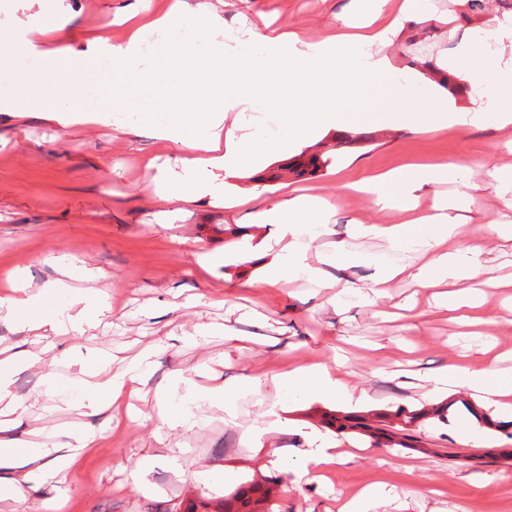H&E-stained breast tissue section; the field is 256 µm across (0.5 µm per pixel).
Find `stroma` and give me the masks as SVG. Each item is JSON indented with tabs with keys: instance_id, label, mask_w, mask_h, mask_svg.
<instances>
[{
	"instance_id": "stroma-1",
	"label": "stroma",
	"mask_w": 512,
	"mask_h": 512,
	"mask_svg": "<svg viewBox=\"0 0 512 512\" xmlns=\"http://www.w3.org/2000/svg\"><path fill=\"white\" fill-rule=\"evenodd\" d=\"M167 0H0V52L11 49L8 30L16 19L54 25L61 44L81 47L100 31L122 41L127 31L120 15ZM429 14L403 21L385 52L400 72L413 62L446 59L461 38L479 36L487 16L511 17L512 8L492 4L474 12L468 0H428ZM366 0H247L223 10L224 27L236 29L240 16L280 29H301L308 40L322 38L338 19L361 18ZM183 72L154 86L134 90L142 106L119 133L111 125L62 129L30 112H0V283L12 274L31 288L54 276V265L72 261L101 270L103 279L75 282L74 288L107 291L114 311L111 324L81 335L56 337V352L66 356L112 353L116 364L136 359L145 349L156 354L148 379L132 400L120 425L104 417L89 418L101 431L90 449L68 471L61 505L54 512H184L194 500H220L253 477L278 482L269 512H339L340 505L370 485L394 489L396 495L374 512H512V432L480 425L481 439L460 440L452 420L465 417L470 393H449L444 420L412 424L419 447L392 448L352 432L341 435L343 458L322 469L321 479L298 476L307 437L331 435L321 422L330 411L356 412V402L294 393L278 397L272 388L240 393L231 412L201 407L204 421L189 430L168 429L157 416L160 397L180 402L186 381L235 384L245 376H269L306 362L329 361L342 349L340 370L353 392L367 391L369 409L411 412L424 403L422 391L397 376L406 361L426 374L450 364L485 368L483 335L496 339L499 369L512 372V310L501 296L488 299L479 327H468L434 310L428 292L399 283L374 303L354 294L340 302L310 286L253 288L270 257L263 244L270 226L252 224L245 237L252 253L241 258L236 241L225 235L235 219L223 204L200 202L185 214L168 213L143 167L155 158L174 168L184 153L181 143L161 141L157 129L170 121H188L202 100L181 98ZM374 142L329 154L322 172L309 179L268 182L254 208L279 199L286 189L306 188L336 207L327 233L309 241L310 251L331 252L336 243L350 250L382 254L379 242L350 235L352 222L395 224L398 212L354 197L349 182L410 163L457 162L466 170L448 193L470 196L469 224L463 239L480 235L489 223L512 225V208L498 199L483 162L495 156L512 164V126L494 121L463 131L424 133L414 128L369 126ZM222 253L223 264L200 271L199 253ZM206 327L210 336H196ZM62 374L57 396H37L39 375L25 367L15 371L13 390L27 399L14 434L72 420L68 401L83 395L80 384L57 363ZM278 423L262 447H253L252 427Z\"/></svg>"
}]
</instances>
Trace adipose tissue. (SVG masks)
Here are the masks:
<instances>
[{
	"instance_id": "obj_1",
	"label": "adipose tissue",
	"mask_w": 512,
	"mask_h": 512,
	"mask_svg": "<svg viewBox=\"0 0 512 512\" xmlns=\"http://www.w3.org/2000/svg\"><path fill=\"white\" fill-rule=\"evenodd\" d=\"M194 17L211 34L206 50L195 42L178 46L160 45L158 66L177 68L193 63L199 77L182 88L184 98H195L199 80L214 89V97L205 111L195 113L193 135H186L184 125L169 124L158 132L159 139L183 144L186 152L179 160L175 180L165 174L154 176L156 193L161 202L192 206L203 199H223L227 210L247 208L248 198H228L217 172H250L261 162L287 155L303 140H319L322 133H344L361 123L384 126H412L427 132L470 127L494 119L500 127L512 125V62L500 57L486 58L481 66L472 63L473 44L463 40L448 59L447 71L456 88L468 93V105H459L455 95H443L427 77L403 84L399 72L388 58L373 53L372 47L385 40L384 26L352 31L350 23H342L335 33L316 41L307 40L300 30L280 33L266 31L256 25L238 33L224 30V18L212 0H175L165 12L151 16L131 13L130 30L121 42H113L108 32L88 41L84 49L73 50L58 44L52 29L17 20L13 27L15 50L36 54L41 60L37 73L11 70L10 61L0 58V75L17 83L22 95L14 101L0 102V112H43L62 127L72 125L110 124L120 103L105 105L87 102L86 91L99 80L122 86L149 75L144 65L142 35L148 30H163L172 22ZM358 73L382 77L390 103L384 110L369 114L351 110L349 79ZM497 78V92L492 104L481 95L487 74ZM263 91L277 103L283 134L275 140H263L244 133L238 116L256 110V91ZM422 96L425 104L419 110L408 106L410 96ZM76 99L75 107L59 109L54 100ZM461 170L457 163L410 165L372 176L357 183V190L367 192L373 205L407 213L406 221L397 224H360L357 235L378 240L396 258L376 262L374 257L347 253L337 247L335 255L310 254L298 242L300 235L325 232L333 214V206L325 199L309 194L286 195L256 211L249 210L253 224L277 226L273 243L276 255L260 285L282 288L302 280L318 291L340 288L339 277L325 267L334 258H342L344 266L359 263L375 265L370 291L382 295L389 283L409 280L419 288L431 291L437 309L453 320L466 324L469 313L481 304V297L471 287L481 277L483 257L512 241V229L500 224L488 227L486 235L465 246L447 250L445 244L460 234L454 214L466 210V195L449 201L435 195L430 208H423L424 191L456 181ZM58 278L45 282L37 292H29L22 281H14L8 294L0 297V321L15 327L39 332L43 346L36 351H15L0 356V468H8L0 476V496L13 499L17 512H39L36 492L60 483L62 474L86 451L96 445L97 434L77 423L54 429L42 436L41 443L22 445L13 437L15 417L25 410L24 400L12 389V376L20 365L42 367L40 388L51 397L57 392L59 379L45 367L46 356L54 351V337L83 331L85 326L112 315V299L102 292L76 294L62 305H51V298L68 288L73 280H92L96 271L75 263L59 265ZM78 374L88 376L86 395L71 402L72 410L86 416L119 417L124 395L143 383V361L113 368L111 359L101 358L97 368L110 370L102 382L91 381L92 368L82 357L70 360ZM493 367L471 370L450 365L426 378L428 397L454 388L472 393L490 409L491 420L512 421V384L494 379ZM268 385L285 395L303 392L352 399L343 377L325 363H305L270 376ZM252 379L241 387L252 388ZM238 387V388H241ZM238 388L220 383L189 387L183 405L174 407L160 401L158 413L170 429L192 428L199 424L200 403L229 405ZM367 400V393L357 395Z\"/></svg>"
}]
</instances>
